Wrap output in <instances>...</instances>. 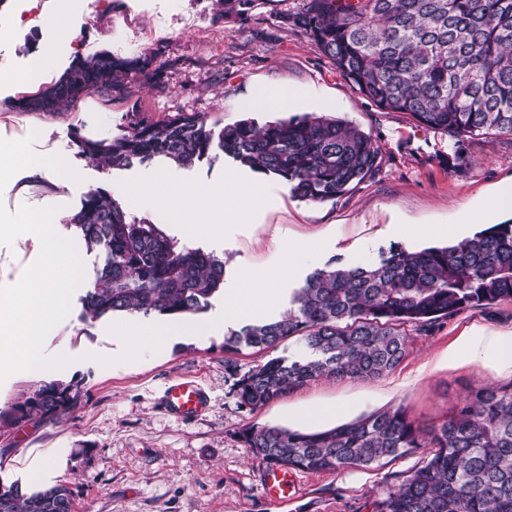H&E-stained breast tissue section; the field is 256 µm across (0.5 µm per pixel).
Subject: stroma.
I'll return each mask as SVG.
<instances>
[{"instance_id":"stroma-1","label":"stroma","mask_w":512,"mask_h":512,"mask_svg":"<svg viewBox=\"0 0 512 512\" xmlns=\"http://www.w3.org/2000/svg\"><path fill=\"white\" fill-rule=\"evenodd\" d=\"M301 0H258L241 21L224 18L219 0H0V225L32 211L53 213L54 236L65 239L81 265L71 284L68 315L47 332L43 355L57 362L55 382L77 386L78 408L52 422H14L13 407L36 389L20 373L0 377V483L29 487L67 483L73 512H375L386 492L422 466L418 448L369 466L335 472L296 471L290 497L275 501L263 488L265 463L239 438L243 429H296L292 410L325 401L342 405L326 428L386 409H402L420 426L438 424L477 390L512 383L475 364L441 361L470 327L512 330V300L468 307L413 331L393 371L372 381L322 378L254 410L234 391L237 374L272 358L269 350L242 348L235 368L224 363V295L215 293L202 317L209 334L172 337L164 354L129 350L112 334L111 318L84 324L80 298L104 255L88 250L71 219L86 193L137 185L149 164L103 168L81 158L73 132L90 140L122 133L129 123H155L176 112H204L227 125L315 113L346 120L369 133L378 149L376 170L336 200L311 203L292 195L279 179L260 175L229 158L189 167L166 165L179 185L209 187L235 177L260 180L262 207L249 216L228 211L220 241L178 236L159 204H121L148 218L179 244L224 261L225 289L242 275L263 277L290 266L279 311L309 273L330 263L373 266L393 248L448 247L476 232L512 221L493 206L497 186L512 179V135L474 138L464 144L435 133L404 112H386L356 92L320 49L289 26L282 13ZM50 51L54 68L41 83L20 77L33 52ZM106 53L153 61L130 76L125 95L91 93L58 112H20L14 100L36 94L72 63ZM298 86L305 101L278 105L283 87ZM41 158H66L75 175L56 178L13 165L14 150ZM47 253L31 238L0 234V285L42 265ZM177 378L199 383L208 397L200 415L168 413L161 397Z\"/></svg>"}]
</instances>
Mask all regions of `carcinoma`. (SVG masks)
Listing matches in <instances>:
<instances>
[{"instance_id": "1", "label": "carcinoma", "mask_w": 512, "mask_h": 512, "mask_svg": "<svg viewBox=\"0 0 512 512\" xmlns=\"http://www.w3.org/2000/svg\"><path fill=\"white\" fill-rule=\"evenodd\" d=\"M256 0H224V18L244 19ZM281 19L330 58L363 97L405 112L456 141L512 134V0H304ZM144 60L96 55L52 85L16 101L21 112H57L84 93L124 94ZM78 154L104 167L165 160L191 166L224 155L283 181L298 198L323 203L377 167L371 136L327 116L252 118L216 131L201 112L131 123L121 135L74 137ZM104 265L81 298L91 324L116 312L197 315L224 284V260L180 248L101 187L72 218ZM512 300V224H495L455 246L389 251L374 266L317 269L274 321H245L224 337L276 350L290 337L302 349L250 368L234 383L241 404L258 409L320 377L379 378L403 360L409 327L467 307ZM79 390L44 383L12 417L55 421L79 404ZM241 441L267 466L335 472L426 448L425 464L377 503V512H512V384L478 390L438 426L421 427L400 408L314 433L244 429ZM73 491L56 483L28 492L0 485V512H72Z\"/></svg>"}]
</instances>
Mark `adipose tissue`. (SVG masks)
Returning <instances> with one entry per match:
<instances>
[{
  "mask_svg": "<svg viewBox=\"0 0 512 512\" xmlns=\"http://www.w3.org/2000/svg\"><path fill=\"white\" fill-rule=\"evenodd\" d=\"M148 185L155 200L166 205L178 231L195 239H223L221 214L236 209L241 198L255 203L263 198L259 183L232 178L225 179L220 187L194 188L173 185L158 173ZM51 223L47 214L31 213L12 228L19 236L42 240L49 261L28 271L15 287L0 289V332L15 339L13 345L0 347V371L4 373L15 370L35 379L53 373L52 363L42 354V344L46 332L68 311L69 285L78 264L67 243L50 235ZM279 285L276 278L261 281L244 277L224 298L225 320L266 317L277 303ZM179 330V325L149 323L137 316L112 327L113 335L128 337L143 350L160 347ZM444 360L451 366L479 364L498 374L512 372V331L471 328L449 347Z\"/></svg>",
  "mask_w": 512,
  "mask_h": 512,
  "instance_id": "obj_1",
  "label": "adipose tissue"
}]
</instances>
